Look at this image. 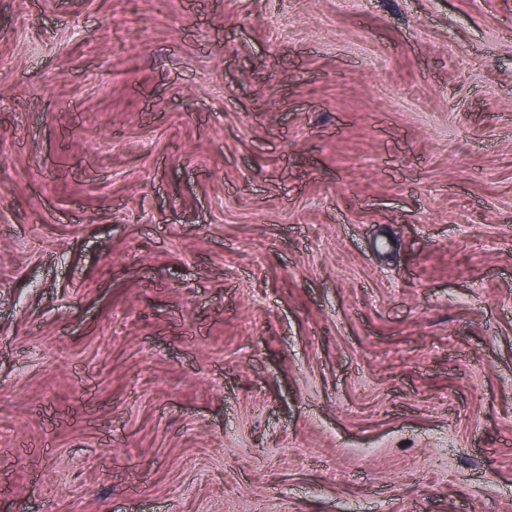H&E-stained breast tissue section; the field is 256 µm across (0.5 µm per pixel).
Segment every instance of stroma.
I'll return each mask as SVG.
<instances>
[{
    "instance_id": "stroma-1",
    "label": "stroma",
    "mask_w": 512,
    "mask_h": 512,
    "mask_svg": "<svg viewBox=\"0 0 512 512\" xmlns=\"http://www.w3.org/2000/svg\"><path fill=\"white\" fill-rule=\"evenodd\" d=\"M0 512H512V0H0Z\"/></svg>"
}]
</instances>
